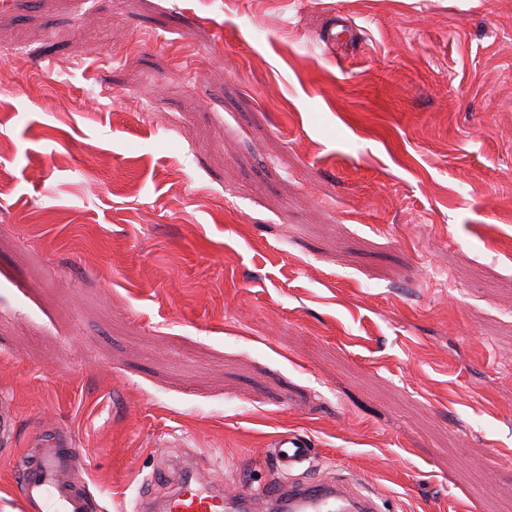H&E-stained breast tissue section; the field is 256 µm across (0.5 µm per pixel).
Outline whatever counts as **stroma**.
Listing matches in <instances>:
<instances>
[{
    "mask_svg": "<svg viewBox=\"0 0 512 512\" xmlns=\"http://www.w3.org/2000/svg\"><path fill=\"white\" fill-rule=\"evenodd\" d=\"M1 399L0 512L47 423L100 512L283 432L512 512V0H0Z\"/></svg>",
    "mask_w": 512,
    "mask_h": 512,
    "instance_id": "stroma-1",
    "label": "stroma"
}]
</instances>
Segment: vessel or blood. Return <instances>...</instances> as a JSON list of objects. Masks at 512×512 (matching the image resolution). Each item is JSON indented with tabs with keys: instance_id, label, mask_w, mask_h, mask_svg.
I'll return each mask as SVG.
<instances>
[{
	"instance_id": "vessel-or-blood-1",
	"label": "vessel or blood",
	"mask_w": 512,
	"mask_h": 512,
	"mask_svg": "<svg viewBox=\"0 0 512 512\" xmlns=\"http://www.w3.org/2000/svg\"><path fill=\"white\" fill-rule=\"evenodd\" d=\"M279 470L276 479L254 487L240 486L228 494L210 485L200 470L181 477L162 502L161 512H268L272 506H288L290 512H379L373 493H350L344 486L318 482H290L297 466L315 456L306 437L285 433L269 444ZM79 456L66 433H54L47 451L21 453L15 460L24 499L41 512H93V497L87 486L78 485L69 471Z\"/></svg>"
}]
</instances>
